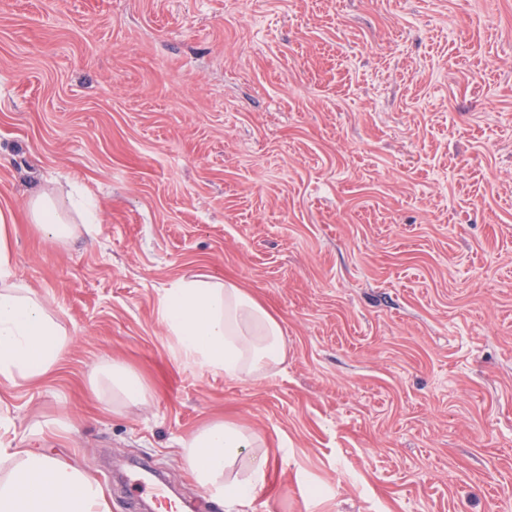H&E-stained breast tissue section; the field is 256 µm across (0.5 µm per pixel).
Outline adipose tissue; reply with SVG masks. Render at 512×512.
<instances>
[{
	"label": "adipose tissue",
	"mask_w": 512,
	"mask_h": 512,
	"mask_svg": "<svg viewBox=\"0 0 512 512\" xmlns=\"http://www.w3.org/2000/svg\"><path fill=\"white\" fill-rule=\"evenodd\" d=\"M27 210L54 244L72 236L70 212L78 213L85 229L100 222L91 203L77 199L66 207L45 191L29 198ZM161 320L177 357L213 375L265 376L285 357L279 322L232 282L203 276L175 281L163 292ZM68 345L45 302L18 283L10 218L0 212V377L34 380L57 364ZM104 384L119 406L150 399L138 376L119 362L105 371ZM179 446L198 482L228 505L251 504L264 485L268 460L259 439L235 423L211 422ZM2 461L11 468L0 478V512H100V491L79 469L0 441Z\"/></svg>",
	"instance_id": "obj_1"
}]
</instances>
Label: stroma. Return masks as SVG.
I'll list each match as a JSON object with an SVG mask.
<instances>
[{"label": "stroma", "instance_id": "stroma-1", "mask_svg": "<svg viewBox=\"0 0 512 512\" xmlns=\"http://www.w3.org/2000/svg\"><path fill=\"white\" fill-rule=\"evenodd\" d=\"M90 194L48 243L26 200ZM0 211L15 272L70 340L0 380V439L207 497L176 452L261 439L245 512H512V0H0ZM237 284L286 357L180 365L159 296ZM152 395L112 410L93 374ZM104 386L112 389V400L117 407L126 403L148 404L150 394L138 376L119 362H112V369L104 372Z\"/></svg>", "mask_w": 512, "mask_h": 512}]
</instances>
